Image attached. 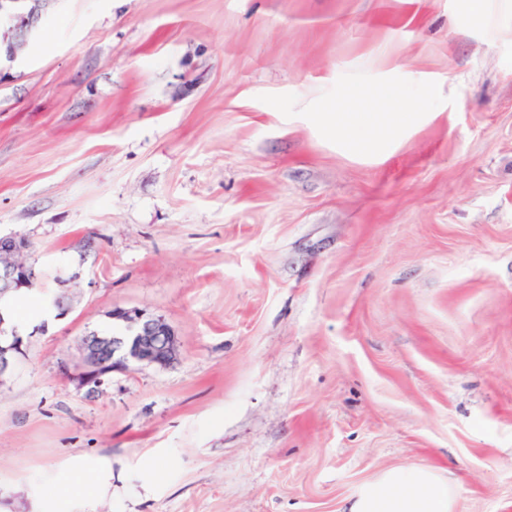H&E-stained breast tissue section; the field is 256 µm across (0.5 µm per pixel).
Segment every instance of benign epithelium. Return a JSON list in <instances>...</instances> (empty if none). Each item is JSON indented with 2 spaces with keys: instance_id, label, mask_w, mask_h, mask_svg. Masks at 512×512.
<instances>
[{
  "instance_id": "obj_1",
  "label": "benign epithelium",
  "mask_w": 512,
  "mask_h": 512,
  "mask_svg": "<svg viewBox=\"0 0 512 512\" xmlns=\"http://www.w3.org/2000/svg\"><path fill=\"white\" fill-rule=\"evenodd\" d=\"M42 0H0V24L7 26L4 57L12 62L18 46L30 38L39 17ZM28 247L24 238L0 236V300L23 287H29L38 279L35 267L12 260ZM112 319L125 323L121 333L100 336L92 333L82 339L83 371L79 374L82 386L98 388L105 384L113 371L130 364L159 368L170 366L179 351L178 337L161 319L147 315L140 309L119 308L112 311ZM0 335L12 337L6 344L0 343V375L6 372L21 351L23 339L17 329H8L0 314Z\"/></svg>"
}]
</instances>
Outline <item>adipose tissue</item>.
<instances>
[{
  "label": "adipose tissue",
  "instance_id": "adipose-tissue-1",
  "mask_svg": "<svg viewBox=\"0 0 512 512\" xmlns=\"http://www.w3.org/2000/svg\"><path fill=\"white\" fill-rule=\"evenodd\" d=\"M436 98L435 89H427L411 109L391 87L353 86L335 106L314 107L312 114L325 132L341 136L347 150L384 156L393 146L394 134L411 126L419 113L430 111ZM111 480V461H97L90 471H78L64 492L80 498L88 494L97 500L108 494ZM450 504L447 480L428 469H411L387 473L365 485L341 512H450Z\"/></svg>",
  "mask_w": 512,
  "mask_h": 512
}]
</instances>
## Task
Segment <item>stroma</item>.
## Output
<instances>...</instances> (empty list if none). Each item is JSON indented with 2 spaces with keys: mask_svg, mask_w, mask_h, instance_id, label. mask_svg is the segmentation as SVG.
I'll return each instance as SVG.
<instances>
[{
  "mask_svg": "<svg viewBox=\"0 0 512 512\" xmlns=\"http://www.w3.org/2000/svg\"><path fill=\"white\" fill-rule=\"evenodd\" d=\"M352 85L436 86L437 115L347 155L307 108ZM0 235L41 273L0 512H340L413 467L512 512L504 0H44L0 68ZM116 308L178 359L79 386ZM98 457L111 497H62Z\"/></svg>",
  "mask_w": 512,
  "mask_h": 512,
  "instance_id": "1",
  "label": "stroma"
}]
</instances>
